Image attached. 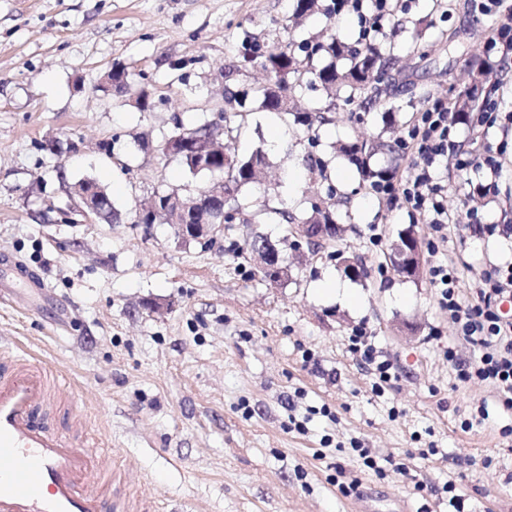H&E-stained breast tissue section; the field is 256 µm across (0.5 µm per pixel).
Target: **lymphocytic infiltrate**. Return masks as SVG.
<instances>
[{
	"instance_id": "lymphocytic-infiltrate-1",
	"label": "lymphocytic infiltrate",
	"mask_w": 512,
	"mask_h": 512,
	"mask_svg": "<svg viewBox=\"0 0 512 512\" xmlns=\"http://www.w3.org/2000/svg\"><path fill=\"white\" fill-rule=\"evenodd\" d=\"M459 121L451 103L430 99L420 109L413 126L399 143L413 171L406 176H383L372 181V193L391 208H403L413 220L429 224L431 251L445 242L449 219L438 163L448 152ZM429 278L438 294L440 310L452 321L457 343L445 356L460 381L492 386L503 409L512 410V319L504 316L501 302L512 298V263L485 271L472 299L461 293L460 277L449 263H431Z\"/></svg>"
}]
</instances>
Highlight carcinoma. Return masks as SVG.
<instances>
[{
    "mask_svg": "<svg viewBox=\"0 0 512 512\" xmlns=\"http://www.w3.org/2000/svg\"><path fill=\"white\" fill-rule=\"evenodd\" d=\"M320 10L319 0H294L292 17L295 24ZM394 58L387 36L367 43L360 48H352L333 34L319 39H304L277 42L264 49L258 43L243 44L239 60L224 68V99L220 109V118L224 120V141L206 140L201 132L212 129L214 124L205 122L191 123L176 114L172 118V127L157 146V151L167 160H175L189 173L197 175L207 173L216 177V182L224 188V199H207L202 206H196L188 213V223L208 224L219 209L224 213H238L247 205L243 192L261 182L270 166L268 153L261 148L243 157L238 153V142L244 127V120L252 112H267L282 117L294 115V123L301 126L307 140L308 133L315 124H325L323 107H313L303 112H293L291 101L295 95L305 89L318 87L327 97L344 91L346 100L358 101L363 108H374L388 96L387 89L381 87V78L393 65ZM476 74L470 83L454 92L453 111L458 120L464 121L472 112L480 110L487 103L484 79L493 72L495 64L488 58L474 56ZM258 68L265 72L268 83L263 86L248 87L240 83L244 72ZM112 86L119 96L136 92V107L141 112L151 110L149 96L141 84L147 80L143 73L130 74L120 64L112 66ZM192 137L188 147L178 153L166 151V144L178 135ZM398 140L395 138L369 139L340 146L344 158L353 165L359 178L371 180L390 173L388 169H376L372 158L378 153L392 155L396 152ZM261 214L272 224L308 225L310 240L306 245L317 249L325 244L338 241L341 235V216L336 205L324 208L314 207L313 214L299 219L286 208L263 206Z\"/></svg>",
    "mask_w": 512,
    "mask_h": 512,
    "instance_id": "1",
    "label": "carcinoma"
}]
</instances>
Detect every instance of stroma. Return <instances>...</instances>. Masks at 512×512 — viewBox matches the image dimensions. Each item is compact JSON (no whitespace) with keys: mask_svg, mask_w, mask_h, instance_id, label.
Here are the masks:
<instances>
[{"mask_svg":"<svg viewBox=\"0 0 512 512\" xmlns=\"http://www.w3.org/2000/svg\"><path fill=\"white\" fill-rule=\"evenodd\" d=\"M394 11L397 67L393 94L398 137L429 98L448 99L470 80V50L496 25L480 0H409ZM293 0H0V261L44 282L0 295V342L20 343L67 372L69 417L81 420L94 448H120L122 489L147 496L158 512H451L454 482L468 512H512V449L497 416L465 429L474 402L496 391L461 383L444 356L455 330L438 308L428 273L406 279L384 266L399 232L430 225L388 209L352 171L331 186L341 200L337 247L304 252L291 274L263 279L247 247L266 234L295 252L281 224H229L211 245L178 239L167 224L130 218L155 190L207 189L157 152L174 114L217 120L220 67L242 43L312 38L333 31L357 45L358 12L334 0L295 33L285 26ZM122 64L145 73L152 103L107 91L105 72ZM314 142L289 129L274 165L311 155L339 160L336 146L377 135L379 113L337 102ZM484 143L497 172L446 165L444 203L451 224L441 257L451 260L464 296L486 265L512 261V132ZM90 180L126 214L119 224L90 222L72 210L71 185ZM494 183L487 203L465 196ZM324 180L303 175L295 195L256 186L297 217L326 198ZM494 234L478 235L466 217ZM381 242L372 244L371 231ZM362 258L368 274L346 277L335 256ZM333 279L354 288L349 306L319 296ZM371 331L397 369L384 392L348 346L356 326ZM405 463L378 478L353 448ZM491 467H484L485 458ZM358 480L346 496L341 484Z\"/></svg>","mask_w":512,"mask_h":512,"instance_id":"stroma-1","label":"stroma"}]
</instances>
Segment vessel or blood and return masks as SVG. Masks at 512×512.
<instances>
[{"instance_id": "obj_1", "label": "vessel or blood", "mask_w": 512, "mask_h": 512, "mask_svg": "<svg viewBox=\"0 0 512 512\" xmlns=\"http://www.w3.org/2000/svg\"><path fill=\"white\" fill-rule=\"evenodd\" d=\"M51 386L38 359L0 345V512H118L104 488L121 479V449L55 432Z\"/></svg>"}]
</instances>
